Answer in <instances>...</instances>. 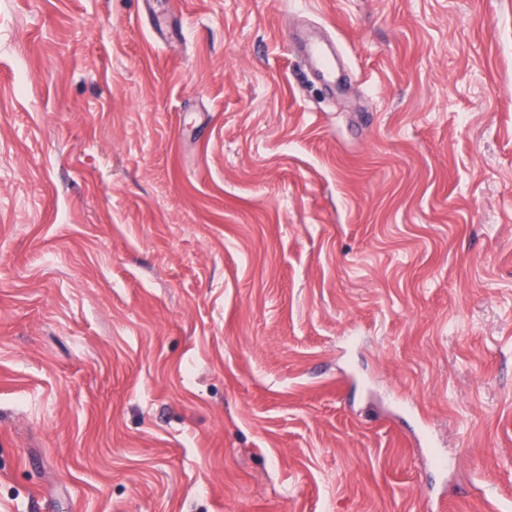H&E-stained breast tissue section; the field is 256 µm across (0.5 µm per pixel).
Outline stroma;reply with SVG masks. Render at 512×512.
I'll return each mask as SVG.
<instances>
[{"label":"stroma","mask_w":512,"mask_h":512,"mask_svg":"<svg viewBox=\"0 0 512 512\" xmlns=\"http://www.w3.org/2000/svg\"><path fill=\"white\" fill-rule=\"evenodd\" d=\"M441 500L512 512V0H0V512ZM304 54L308 62L322 73L326 81L336 85L335 71L329 65V58L332 54L330 44L315 37L309 38L304 44Z\"/></svg>","instance_id":"1"}]
</instances>
